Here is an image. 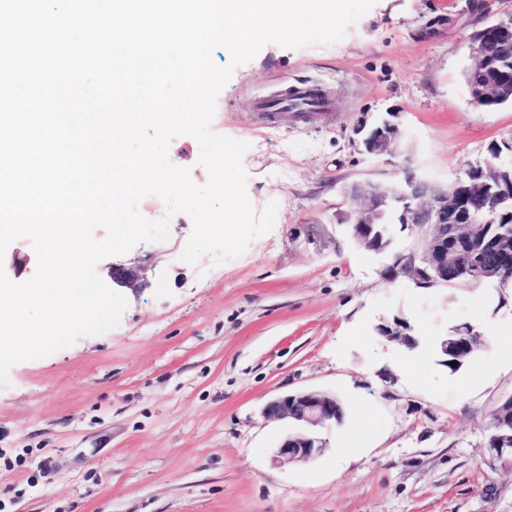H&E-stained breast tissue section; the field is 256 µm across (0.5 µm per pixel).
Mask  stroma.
<instances>
[{"instance_id": "1", "label": "stroma", "mask_w": 512, "mask_h": 512, "mask_svg": "<svg viewBox=\"0 0 512 512\" xmlns=\"http://www.w3.org/2000/svg\"><path fill=\"white\" fill-rule=\"evenodd\" d=\"M509 12L512 0H377L340 42L269 43L234 67L212 128L250 142L247 194L258 212L277 201L271 231L194 267L179 259L193 229L180 214L167 241L97 264L127 300L119 324L15 365L0 386V512H512V471L481 464L512 396V284L390 278L425 231L389 225L388 245L369 251L343 220L352 184L444 185L512 137V107L473 106L464 80L471 35ZM305 87L327 111H261ZM391 108L401 156L366 155L357 122ZM115 264L139 287L114 283ZM0 267L30 279L31 240L13 241ZM396 317L416 349L378 335ZM464 323L485 341L453 373L435 344ZM306 390L336 395L345 419L319 430L320 457L277 462L297 426L261 409Z\"/></svg>"}]
</instances>
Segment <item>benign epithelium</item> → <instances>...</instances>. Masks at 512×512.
<instances>
[{"mask_svg": "<svg viewBox=\"0 0 512 512\" xmlns=\"http://www.w3.org/2000/svg\"><path fill=\"white\" fill-rule=\"evenodd\" d=\"M497 34L499 52L486 57L476 51L486 38ZM473 64L468 89L471 103L498 105L512 99V25L494 20L474 35ZM399 111L369 126L360 123L355 131L370 155L401 153L402 130ZM345 195L359 203L349 215L356 241L366 249L379 250L387 244L386 226L398 222L430 229L423 251L410 255L390 271V277H407L424 287L448 281V276L471 275L477 271L491 277L512 276V249L503 244L504 234L488 232L491 224H512V166L489 160L469 164L463 174L447 185H436L408 177L389 190L373 182L353 184ZM410 326L399 318L378 326L379 336L403 342ZM336 396L309 390L287 394L267 402L262 414L269 419H290L300 430L288 435L276 450L283 462H308L320 456L325 444L318 429L336 422ZM481 464L491 471L512 469V447L490 443L483 449Z\"/></svg>", "mask_w": 512, "mask_h": 512, "instance_id": "benign-epithelium-1", "label": "benign epithelium"}]
</instances>
